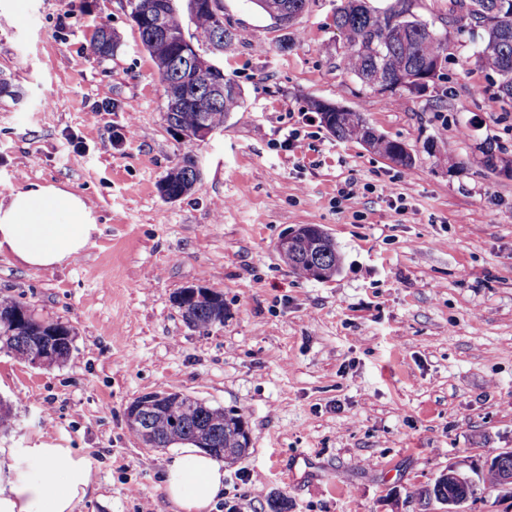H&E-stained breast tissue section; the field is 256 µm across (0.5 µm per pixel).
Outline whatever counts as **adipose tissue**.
Wrapping results in <instances>:
<instances>
[{
  "label": "adipose tissue",
  "instance_id": "ef3b65f1",
  "mask_svg": "<svg viewBox=\"0 0 512 512\" xmlns=\"http://www.w3.org/2000/svg\"><path fill=\"white\" fill-rule=\"evenodd\" d=\"M97 230L85 200L53 184L33 182L0 198V255L34 269L72 260ZM11 455V476L0 487V512H73L92 488L90 465L70 449L43 445ZM163 487L180 512H207L224 492V471L204 450L184 447L167 464Z\"/></svg>",
  "mask_w": 512,
  "mask_h": 512
}]
</instances>
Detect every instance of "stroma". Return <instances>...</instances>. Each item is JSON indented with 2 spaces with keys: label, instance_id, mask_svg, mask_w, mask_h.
Segmentation results:
<instances>
[{
  "label": "stroma",
  "instance_id": "35a3bbf8",
  "mask_svg": "<svg viewBox=\"0 0 512 512\" xmlns=\"http://www.w3.org/2000/svg\"><path fill=\"white\" fill-rule=\"evenodd\" d=\"M221 6L235 39L215 59L247 109L189 142L168 127L130 0H0V198L54 184L99 226L51 270L0 255V297L74 333L60 365L0 352V478L8 449L68 448L95 476L74 512H179L161 483L171 449L126 419L169 390L250 429L208 512H440L428 492L448 466L512 449V176L481 154L512 162V108L475 63L483 30H448L426 94H379L342 67L336 0L285 29L250 0ZM103 26L120 41L107 58L91 50ZM312 99L364 113L412 166L337 139ZM186 155L200 179L165 200L157 185ZM306 224L343 256L330 279L278 257ZM193 283L223 294V325L185 323L173 297Z\"/></svg>",
  "mask_w": 512,
  "mask_h": 512
}]
</instances>
